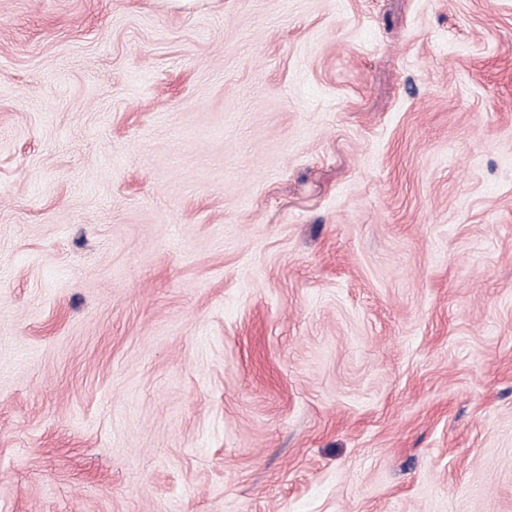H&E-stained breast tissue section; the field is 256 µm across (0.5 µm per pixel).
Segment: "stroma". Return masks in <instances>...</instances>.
<instances>
[{"instance_id": "stroma-1", "label": "stroma", "mask_w": 512, "mask_h": 512, "mask_svg": "<svg viewBox=\"0 0 512 512\" xmlns=\"http://www.w3.org/2000/svg\"><path fill=\"white\" fill-rule=\"evenodd\" d=\"M0 512H512V0H0Z\"/></svg>"}]
</instances>
